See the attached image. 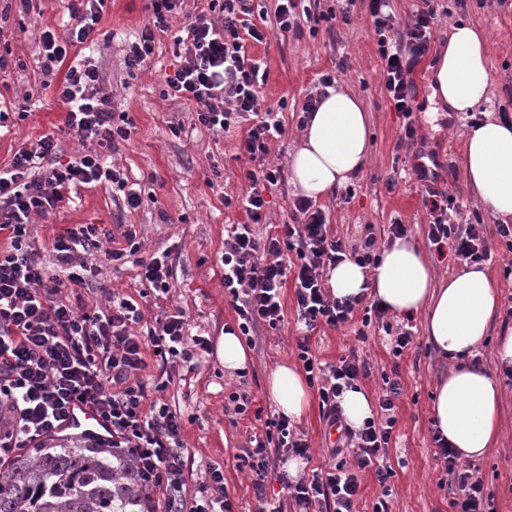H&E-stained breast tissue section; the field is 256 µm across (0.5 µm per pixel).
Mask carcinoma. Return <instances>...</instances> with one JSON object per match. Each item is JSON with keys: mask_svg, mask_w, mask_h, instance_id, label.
<instances>
[{"mask_svg": "<svg viewBox=\"0 0 512 512\" xmlns=\"http://www.w3.org/2000/svg\"><path fill=\"white\" fill-rule=\"evenodd\" d=\"M0 512H144L135 459L107 445L22 448L6 460Z\"/></svg>", "mask_w": 512, "mask_h": 512, "instance_id": "cac0c4a2", "label": "carcinoma"}]
</instances>
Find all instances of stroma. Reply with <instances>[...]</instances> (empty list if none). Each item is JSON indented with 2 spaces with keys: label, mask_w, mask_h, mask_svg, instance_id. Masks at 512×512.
<instances>
[{
  "label": "stroma",
  "mask_w": 512,
  "mask_h": 512,
  "mask_svg": "<svg viewBox=\"0 0 512 512\" xmlns=\"http://www.w3.org/2000/svg\"><path fill=\"white\" fill-rule=\"evenodd\" d=\"M436 2L432 48L447 43L451 22L467 21L484 29L491 84L488 99L478 110L512 117V7L500 6L498 0ZM69 5L70 0H0V44H9L12 50L0 73V110L10 115L0 127V167L7 166L18 149L56 132L62 124L63 107L54 88L63 73L42 71L37 52L42 26L62 25L69 16ZM143 6V0H106L93 41L79 47L81 56L101 71L102 87L111 97L114 112L129 113L134 120L129 141L118 144L111 162L128 182L140 186L142 203L128 208L105 182L77 188L69 202L53 213L33 217L31 244L49 271L53 268L52 242L64 229L75 224L134 225L142 242L139 259L115 266L104 252L95 253L92 261L99 275L95 285L81 289L83 302L90 308L102 305L109 292L138 301L143 320L134 332L140 336L154 328L157 319L178 309L189 334L214 341L237 319L224 293L220 256L228 226L246 221L241 208L224 204L225 197L235 198L249 189L241 177L244 162L238 152L244 130L212 132L196 121L194 104L164 97L165 76L177 63L170 35L157 37L151 60L136 76L127 74L124 56L148 19ZM248 52L263 59L269 71L260 92L263 104L284 105L278 117L285 132L270 145L269 158L275 165L287 166L299 143L298 110L308 95L319 93V73L336 72L339 86L355 94L371 116V155L364 170L350 181L354 198L342 202L335 191L319 203L331 233L351 242L360 239L370 224L381 248L388 243L384 226L398 220L408 224L409 237L421 245L438 277L461 271L463 264L452 252L437 253L426 237L429 215L421 182L407 179L393 187L388 184L393 169L412 163L414 150L400 140L405 119L392 111L387 100L382 60L369 34L364 6H356L351 24L336 27L323 22L313 34L306 30L285 37L273 33L266 42H249ZM22 109L27 115L21 119L17 113ZM414 119L423 152L434 155L437 162L435 189L453 197L459 206L454 221L479 222L487 231L491 257L486 267L499 287L503 306L478 347L477 358L493 371L498 337L503 328L512 327V251L500 241L496 219L464 176V134L471 117L441 112L433 118L422 111ZM164 252L169 255L172 286L168 294L155 296L139 277V262ZM282 304L284 322L279 329L256 327L248 345L251 366L245 376H228L212 353L192 370L178 364L166 369L154 353L145 355L141 380L150 387L165 383L164 401L182 420L186 502H193L216 469L224 475V490L236 512H259L252 478L241 458L252 439L264 437L266 419L277 414L266 390L270 370L280 362H298L295 342L302 326L293 285L284 288ZM422 323V315H415L411 321L414 342L398 358L390 354L384 331L363 326L357 316L345 327L312 337L314 351L328 363L338 361L349 349L360 351L370 366L360 384L371 398H378L386 375L399 374L403 386L386 459L394 471L391 491L383 493L373 470L359 472L356 512H374L383 496L391 512H452L451 502L458 496L457 485L449 483L442 468L429 415L434 385L448 364L427 343ZM500 383V440L487 455L471 461L470 468L482 478L494 512H512V378L501 377ZM241 393L252 399L242 415L230 400L231 395ZM296 430L310 443L303 476L333 464L335 439L319 406L311 407Z\"/></svg>",
  "instance_id": "1"
}]
</instances>
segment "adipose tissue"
I'll return each mask as SVG.
<instances>
[{
  "instance_id": "obj_1",
  "label": "adipose tissue",
  "mask_w": 512,
  "mask_h": 512,
  "mask_svg": "<svg viewBox=\"0 0 512 512\" xmlns=\"http://www.w3.org/2000/svg\"><path fill=\"white\" fill-rule=\"evenodd\" d=\"M491 65L485 34L468 22L448 28V42L432 66L430 104L436 110L469 112L486 100ZM467 182L497 221L512 222V122L493 114L469 127L464 135ZM370 153V116L359 98L342 88H327L304 126L301 143L288 166L293 185L319 200L344 184L366 165ZM336 297L370 288L390 312L400 317L424 316V334L448 359L430 407L434 429L455 448L459 458L484 456L500 434V386L493 374L474 361L500 310L496 284L480 265H471L443 281L421 246L398 239L364 269L347 260L327 270ZM267 391L280 415L302 421L311 395L301 372L277 365L268 375Z\"/></svg>"
}]
</instances>
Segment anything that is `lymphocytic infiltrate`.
<instances>
[{"label":"lymphocytic infiltrate","instance_id":"1","mask_svg":"<svg viewBox=\"0 0 512 512\" xmlns=\"http://www.w3.org/2000/svg\"><path fill=\"white\" fill-rule=\"evenodd\" d=\"M178 0H146L150 18L124 58L128 74L140 71L151 59L158 35L171 31L170 18ZM356 0H336L334 8L317 11L303 0H279L267 12L254 0H207V7L185 17L180 33L173 34V54L181 64L164 81L165 97L196 106L198 123L213 130H226L247 122L239 151L250 166L244 172L251 191L240 201L248 221L231 225L224 239V291L237 313V329L249 336L257 325L279 328L284 320L281 296L286 284L295 287L298 319L305 329L296 343L297 358L306 379L316 388L322 415L328 426L339 428L340 442L355 449V472L336 464L311 478L288 482L287 489L299 512H355L359 496L357 471L373 469L379 485L393 475L385 457L396 423L395 402L403 394L398 379H385L378 397L380 415L368 418L362 428H342L339 398L367 376V361L357 354L329 364L313 354L309 335L322 327L345 325L361 315L363 325L381 324L391 330L387 309L368 294L338 298L323 283L328 267L351 260L373 268L379 255L376 238L366 234L346 245L330 233L323 210L311 200L298 197L289 222L259 235L258 224L266 219L264 190L279 186L283 170L267 161L269 142L284 132L275 107H261L259 90L268 79L262 60L249 57L245 39L264 42L268 27L280 34L301 32L303 24L352 21ZM104 0H72L71 23L64 33L44 27L38 62L42 70L63 69L55 96L65 108L62 131L79 142L93 141L96 151L79 159L60 162L54 135L41 136L35 145L15 152L8 166L0 168V409L9 413V427L0 430V451L12 453L30 448L60 430L71 412L85 405L94 410L111 431L113 447L122 449L138 463L149 489L166 496L164 512H234L224 491V476L210 473L211 492L201 504L185 508L182 492L187 483L182 454L179 416L167 404L147 402V390L138 381L145 366L143 354L153 348L161 361L182 360L195 364L209 353L210 341L185 334L182 314L159 321L147 336L131 334V324L142 313L132 301L115 297L109 309L88 312L60 300L62 284L82 288L97 275L89 257L111 240L104 224H76L57 235L52 245L55 273H47L30 243L29 218L60 208L67 190L95 182L111 183L123 193L131 208L141 204V194L119 171L107 166L105 154L117 141L128 140L133 121L116 115L109 95L102 92L97 66L74 59L70 51L87 43L101 19ZM370 35L382 59V81L393 111L402 113L404 142L418 140L410 118L419 111L413 74L429 52L437 10L434 0H416L412 19L400 24L392 0H368ZM449 198L427 190L423 204L429 212L427 239L436 250L451 248L465 263L486 261L490 255L483 224L461 225L448 217ZM295 253L294 266L281 261L283 251ZM447 475L461 495L453 499L454 512H491L482 479L460 469L457 453L442 436H435ZM310 445L296 435L287 417L267 420L265 435L246 453L245 462L255 475L253 487L261 512H279L265 502V478L278 455L288 453L308 458Z\"/></svg>","mask_w":512,"mask_h":512}]
</instances>
